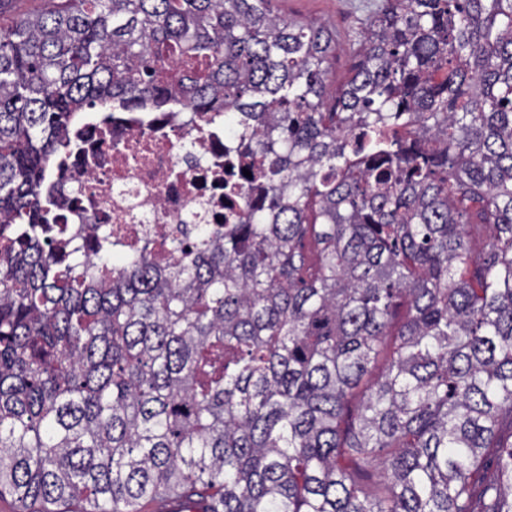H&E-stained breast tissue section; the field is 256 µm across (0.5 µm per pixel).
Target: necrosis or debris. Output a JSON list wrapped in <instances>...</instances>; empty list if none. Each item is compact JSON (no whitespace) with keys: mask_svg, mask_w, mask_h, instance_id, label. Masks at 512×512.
<instances>
[{"mask_svg":"<svg viewBox=\"0 0 512 512\" xmlns=\"http://www.w3.org/2000/svg\"><path fill=\"white\" fill-rule=\"evenodd\" d=\"M70 137L72 157L47 176L61 221L106 225L123 245L185 237L198 224L220 227L224 183L245 163L223 113L187 105L163 112L105 105Z\"/></svg>","mask_w":512,"mask_h":512,"instance_id":"4bbe7bcc","label":"necrosis or debris"}]
</instances>
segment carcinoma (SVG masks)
Segmentation results:
<instances>
[{
	"instance_id": "obj_1",
	"label": "carcinoma",
	"mask_w": 512,
	"mask_h": 512,
	"mask_svg": "<svg viewBox=\"0 0 512 512\" xmlns=\"http://www.w3.org/2000/svg\"><path fill=\"white\" fill-rule=\"evenodd\" d=\"M46 3L0 24V497L512 512V0H384L333 94L268 0ZM112 101L224 113L260 196L87 255L45 178Z\"/></svg>"
}]
</instances>
